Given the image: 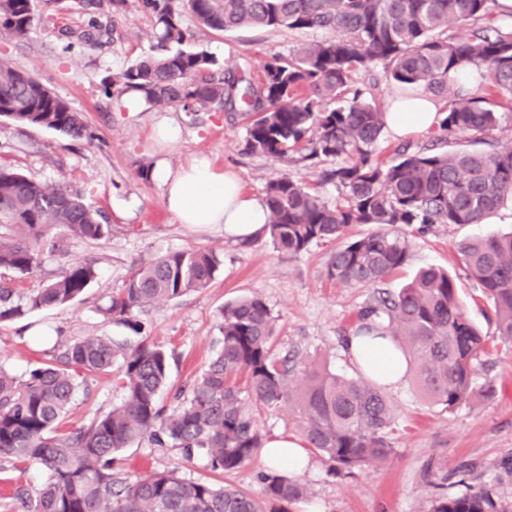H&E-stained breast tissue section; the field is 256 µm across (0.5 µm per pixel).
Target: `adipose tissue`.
Instances as JSON below:
<instances>
[{
    "label": "adipose tissue",
    "instance_id": "obj_1",
    "mask_svg": "<svg viewBox=\"0 0 512 512\" xmlns=\"http://www.w3.org/2000/svg\"><path fill=\"white\" fill-rule=\"evenodd\" d=\"M441 116L437 103L421 94L390 102L386 122L398 135L433 129ZM162 189L163 203L180 223L193 227L223 225L228 238L248 242L265 231L268 208L265 200L246 193L240 176L233 170H217L203 154L192 157L178 169L160 159L147 172ZM348 356L354 367L389 388L406 378V362L392 349L389 337L367 340L352 338ZM268 464L285 470H302L309 456L299 440L279 435L268 440L262 450Z\"/></svg>",
    "mask_w": 512,
    "mask_h": 512
}]
</instances>
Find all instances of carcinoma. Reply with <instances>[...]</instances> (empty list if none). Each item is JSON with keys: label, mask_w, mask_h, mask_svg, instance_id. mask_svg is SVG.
<instances>
[{"label": "carcinoma", "mask_w": 512, "mask_h": 512, "mask_svg": "<svg viewBox=\"0 0 512 512\" xmlns=\"http://www.w3.org/2000/svg\"><path fill=\"white\" fill-rule=\"evenodd\" d=\"M33 0H0V35L22 38L32 28ZM153 19L160 52L101 81L108 96L136 93L152 106L186 112L228 108L248 116L249 149L281 157L303 153L314 164L341 160L327 177L346 204L332 205L288 175L268 183L266 224L273 245L298 256L312 244L345 235L352 224L373 231L352 238L327 263V277L373 289L358 312L355 336H389L412 369L419 392L453 413L473 392L475 362L488 354L485 336L457 298L448 272L421 270L397 292L381 288L407 264L410 247L397 226L481 224L512 201V146L488 150L399 153L387 165L373 159L386 113L352 89L359 72L382 67L402 87L451 98L439 128L476 143L499 127L493 101L466 91L458 72H486L493 93L512 100V25L482 27L499 0H141ZM85 40L102 35L98 0H86ZM211 30L256 27L321 32L324 37L270 56L255 83L244 68H224L188 43L185 15ZM350 98L334 108L324 100ZM0 117L89 136L80 113L57 93L0 56ZM112 233L101 211L62 185L36 182L0 165V324L77 300L95 279L76 263L37 290L23 276L60 247L59 238L98 242ZM460 260L488 300V321L512 343V232L472 237ZM221 261L208 249L168 251L135 268L100 311L139 335L131 343L84 336L60 345L55 359L19 379L0 369V456L37 464L45 481L13 496L15 512H289L304 500L303 482L264 473L262 496L162 471L129 482L114 472L117 456L135 442L204 454L214 471L231 472L262 447L255 421L261 408L288 407L305 447L337 472L388 459L394 412L383 390L360 378L274 349L276 316L253 294L221 310L218 349L189 394L168 412L158 396L170 357L143 335L139 314L211 284ZM92 374L114 376L112 409L78 429L65 427L82 384ZM438 493L427 512H496L489 492Z\"/></svg>", "instance_id": "cac0c4a2"}]
</instances>
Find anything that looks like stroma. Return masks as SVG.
Instances as JSON below:
<instances>
[{
    "mask_svg": "<svg viewBox=\"0 0 512 512\" xmlns=\"http://www.w3.org/2000/svg\"><path fill=\"white\" fill-rule=\"evenodd\" d=\"M34 24L22 39L0 36V56L31 73L80 112L92 140L0 118V163L37 181L60 184L79 192L85 202L106 213L110 238L89 243L69 237L61 252L47 256L24 280L37 289L73 263H91L97 273L80 300L64 307L36 311L0 325V367L23 377L36 363L51 361L57 338L89 334L125 336L123 326L99 311L112 290L121 288L135 266L161 253L191 247L216 251L222 267L208 288L159 304L144 313L151 338L170 355V378L161 403L173 407L179 391L190 390L214 354L220 312L226 302L260 295L277 318L276 350L297 351L351 377L358 371L342 342L354 329L356 312L371 294L328 280L326 265L339 241L311 245L291 257L277 251L268 235L243 244L226 238L223 226L197 229L179 223L164 206L162 191L145 172L159 155L172 168L205 153L217 168L239 172L245 190L264 197L269 181L287 175L316 188L330 203L341 202L334 184L323 182L320 169L308 166L297 153L274 158L250 151L246 119L239 112H186L178 107L141 104L134 112L106 96L100 80L152 54L156 40L152 21L141 0H126L101 45L68 43L66 32H80L88 23L78 0H34ZM192 46L214 55L224 66L246 65L260 79L273 54L310 42L312 34L241 28L217 32L185 17ZM178 123L183 141L167 150L155 142L152 127L160 118ZM512 231V206L502 208L489 223L458 226L434 224L425 232L403 228L410 257L384 283L398 291L420 269L443 268L454 277L459 301L486 334L490 354L475 365L474 394L454 413L432 406L413 382L387 390L396 415L395 452L351 474L331 472L318 455L298 477L308 498L292 512H423L433 488L428 475L446 478L448 490L462 492L461 468L467 483L491 492L498 512H512V350L483 315L487 302L463 271L458 243L469 236ZM117 398L107 375L88 376L79 389L67 423L75 429L111 409ZM119 477L132 480L154 471L174 470L189 480H210L207 458L186 459L182 449L157 448L141 442L127 448L115 463ZM466 483V484H467Z\"/></svg>",
    "mask_w": 512,
    "mask_h": 512,
    "instance_id": "stroma-1",
    "label": "stroma"
}]
</instances>
